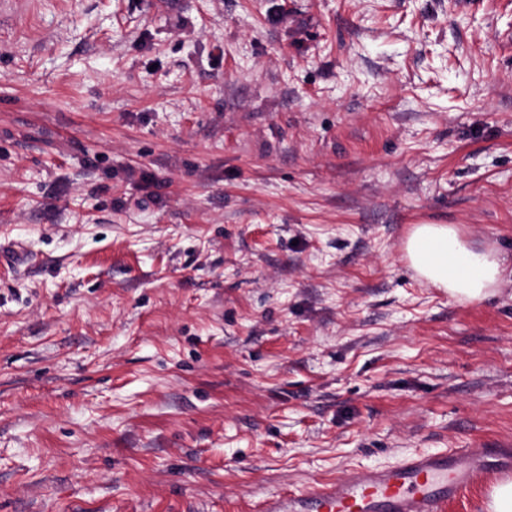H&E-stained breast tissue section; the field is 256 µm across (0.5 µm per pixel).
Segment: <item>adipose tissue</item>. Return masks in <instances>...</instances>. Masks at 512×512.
Returning a JSON list of instances; mask_svg holds the SVG:
<instances>
[{"mask_svg": "<svg viewBox=\"0 0 512 512\" xmlns=\"http://www.w3.org/2000/svg\"><path fill=\"white\" fill-rule=\"evenodd\" d=\"M405 252L422 278L458 301L486 298L506 271L497 254L469 249L450 224L414 225Z\"/></svg>", "mask_w": 512, "mask_h": 512, "instance_id": "ef3b65f1", "label": "adipose tissue"}]
</instances>
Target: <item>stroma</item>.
<instances>
[{
	"label": "stroma",
	"instance_id": "35a3bbf8",
	"mask_svg": "<svg viewBox=\"0 0 512 512\" xmlns=\"http://www.w3.org/2000/svg\"><path fill=\"white\" fill-rule=\"evenodd\" d=\"M512 0H27L0 27V512H259L512 440ZM507 272L467 303L402 243ZM405 252L422 278L458 301L486 298L506 271L497 254L469 249L451 224L414 225Z\"/></svg>",
	"mask_w": 512,
	"mask_h": 512
}]
</instances>
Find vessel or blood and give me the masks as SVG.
Wrapping results in <instances>:
<instances>
[{"mask_svg": "<svg viewBox=\"0 0 512 512\" xmlns=\"http://www.w3.org/2000/svg\"><path fill=\"white\" fill-rule=\"evenodd\" d=\"M512 471V444L498 440L470 448L404 455L392 467L347 470L330 484L301 493H273L260 512H446L491 477Z\"/></svg>", "mask_w": 512, "mask_h": 512, "instance_id": "vessel-or-blood-1", "label": "vessel or blood"}]
</instances>
